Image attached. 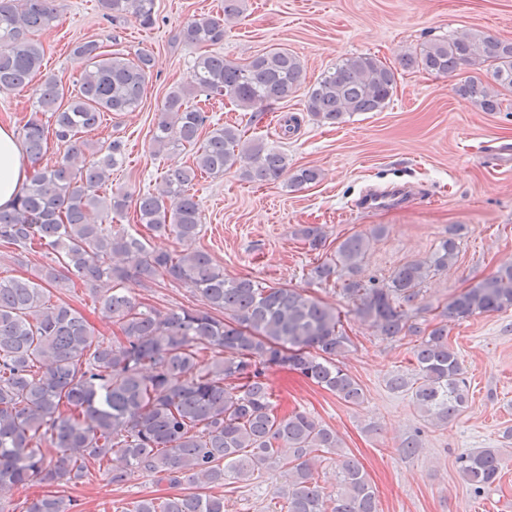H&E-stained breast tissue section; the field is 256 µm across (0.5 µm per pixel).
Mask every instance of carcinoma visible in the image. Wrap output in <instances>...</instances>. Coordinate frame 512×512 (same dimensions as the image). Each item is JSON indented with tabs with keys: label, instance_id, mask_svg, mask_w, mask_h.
Here are the masks:
<instances>
[{
	"label": "carcinoma",
	"instance_id": "1",
	"mask_svg": "<svg viewBox=\"0 0 512 512\" xmlns=\"http://www.w3.org/2000/svg\"><path fill=\"white\" fill-rule=\"evenodd\" d=\"M63 0H0V91L33 88L34 112L22 140L33 173L12 204L0 207V243L27 252L52 251L58 263L36 280L0 279V512H73L59 486L78 482L96 464L116 485L146 475L171 488L193 492L143 497L115 512H224V496L208 492L229 478L248 481L277 470L284 482L275 490L285 500L280 512H379L375 491L360 461H336V487L324 495L316 477L320 452L339 447L336 432L306 412L278 413L265 382L268 368H284L316 383L346 404L358 406L364 392L336 362L347 343L336 309L298 289L264 287L251 277H228L201 249L176 253L149 250L141 232H115L91 221L94 212L120 214L134 203L138 223L179 242L197 238L202 212L191 188L198 177H214L234 167L237 153L250 154L243 177L270 184L290 174L302 189L321 179L314 167L288 171V155L261 140H247L232 125L211 127L203 107L190 96L228 99L259 121L275 103L302 89L307 115L336 125L360 112H380L397 86L398 69L434 76H468L455 92L481 112H500L512 95V40L485 32L450 34L424 42L390 66L371 54L343 58L306 85L300 57L276 47L245 63L221 52L199 55L190 87L172 89L160 110L152 140L157 151L189 149L192 165L176 170L152 191L136 197L107 192L112 168L124 155L119 140L91 149L85 134L105 117L134 112L150 77L148 54L102 52L93 41L75 51L89 68L75 88L55 77L33 87L44 49L35 33L48 28ZM112 23L133 18L155 24L154 0H99ZM247 10L246 0H224V16L188 21L184 43L217 46L226 28ZM51 114L52 123L42 116ZM52 135L63 155L41 165ZM93 159L77 165L86 151ZM383 224L368 235L354 234L336 256L312 266L319 283L341 282L358 312L379 335L417 336L414 373L387 380L405 392L427 421L447 424L469 403L465 367L448 343V321L512 309V261L465 289L424 326L409 310L423 281L455 260L458 233L452 229L424 261L398 267L385 283L360 275V258L370 239L385 235ZM312 251L324 249L318 224L295 230ZM130 276L146 283L166 279L198 293L201 308L160 313L138 310L114 283ZM76 278L90 288L97 311L117 333L98 336L79 310L51 300V289ZM57 448L48 460L42 443ZM126 468H109L112 455ZM460 478L479 493L494 485L507 466L497 448L460 453ZM39 482L43 490L13 506L16 489Z\"/></svg>",
	"mask_w": 512,
	"mask_h": 512
}]
</instances>
